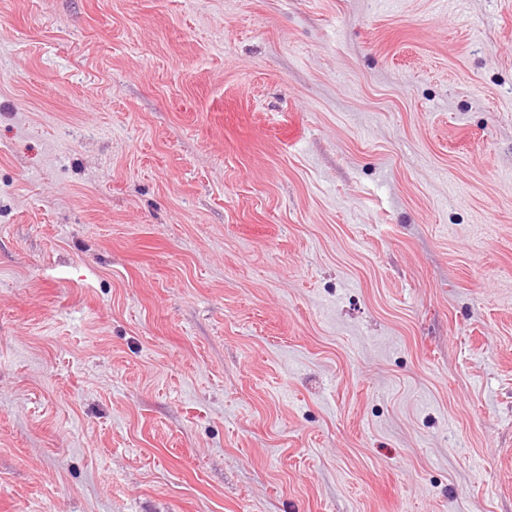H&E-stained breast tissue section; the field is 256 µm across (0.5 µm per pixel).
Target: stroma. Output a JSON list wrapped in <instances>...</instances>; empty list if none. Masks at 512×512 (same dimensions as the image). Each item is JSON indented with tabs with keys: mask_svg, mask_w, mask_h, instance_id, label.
<instances>
[{
	"mask_svg": "<svg viewBox=\"0 0 512 512\" xmlns=\"http://www.w3.org/2000/svg\"><path fill=\"white\" fill-rule=\"evenodd\" d=\"M0 512H512V0H0Z\"/></svg>",
	"mask_w": 512,
	"mask_h": 512,
	"instance_id": "stroma-1",
	"label": "stroma"
}]
</instances>
